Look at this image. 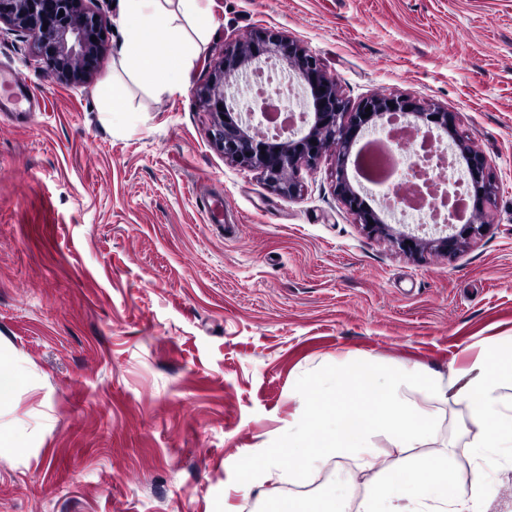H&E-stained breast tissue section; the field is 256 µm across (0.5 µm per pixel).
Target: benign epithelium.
I'll return each instance as SVG.
<instances>
[{
  "instance_id": "7a95c632",
  "label": "benign epithelium",
  "mask_w": 512,
  "mask_h": 512,
  "mask_svg": "<svg viewBox=\"0 0 512 512\" xmlns=\"http://www.w3.org/2000/svg\"><path fill=\"white\" fill-rule=\"evenodd\" d=\"M1 24L30 40L50 78L69 82L88 78L103 49L108 20L91 11L86 0H0ZM93 36L97 41L91 40ZM273 58L288 68L309 95L313 121L308 131L299 136L282 141L276 135L272 141H258L250 134L255 113L242 111L235 86L242 74ZM197 95L212 112V140L224 158L259 171L268 188L279 195L297 196L301 185L295 173L303 165L315 164L326 146L334 144L337 193L367 232L386 236L404 253L418 257L427 250L455 253L484 230V225L470 220L459 223L461 215L456 211L448 214L447 223L441 227L442 235L436 238L419 236L425 229L423 225L407 232L398 230L388 224V215L366 203L347 176V162L360 134L386 132L384 119L398 114L426 137H433L436 128L443 132L437 140L444 135L450 139L448 149L462 158L465 176L473 189L472 211L485 214L495 201L498 185L485 155L458 135L453 112L393 95L373 96L348 114L335 78L326 74L316 57L288 36L260 29L241 37L238 47L225 50ZM414 177L436 195L448 197L447 185L431 177L428 170L418 169Z\"/></svg>"
}]
</instances>
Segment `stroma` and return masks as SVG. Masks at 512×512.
I'll return each instance as SVG.
<instances>
[{
	"instance_id": "1",
	"label": "stroma",
	"mask_w": 512,
	"mask_h": 512,
	"mask_svg": "<svg viewBox=\"0 0 512 512\" xmlns=\"http://www.w3.org/2000/svg\"><path fill=\"white\" fill-rule=\"evenodd\" d=\"M215 25L183 91L119 54V0L84 81L50 79L25 38L0 66L41 112L0 119V512H273L323 488L257 487L245 462L288 433L299 381L364 359L461 369L512 336V0H205ZM263 28L316 56L349 108L409 95L454 112L499 184L481 236L412 257L336 194V150L274 194L212 142L196 94ZM124 85L107 111L98 87ZM463 407L437 455L470 474Z\"/></svg>"
}]
</instances>
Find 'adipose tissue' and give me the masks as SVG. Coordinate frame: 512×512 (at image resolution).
<instances>
[{
    "label": "adipose tissue",
    "mask_w": 512,
    "mask_h": 512,
    "mask_svg": "<svg viewBox=\"0 0 512 512\" xmlns=\"http://www.w3.org/2000/svg\"><path fill=\"white\" fill-rule=\"evenodd\" d=\"M121 2V50L131 75H140L141 60L159 52L153 37L162 33L175 57L153 87L182 91L191 60L212 27L199 0ZM297 396L303 409L289 425L284 446L300 458V467L278 472V451L268 449L264 468L248 473L252 484L298 485L315 463L332 461L346 464L347 479H354L373 468L381 436L397 462L378 472L359 501L328 491L322 512H488V469L499 458L512 460V356L502 357L488 343L463 370L403 368L384 376L357 360L304 377ZM459 405L479 430L469 443L474 467L466 482L449 478L447 453L433 460L414 454L434 439L440 412Z\"/></svg>",
    "instance_id": "obj_1"
}]
</instances>
